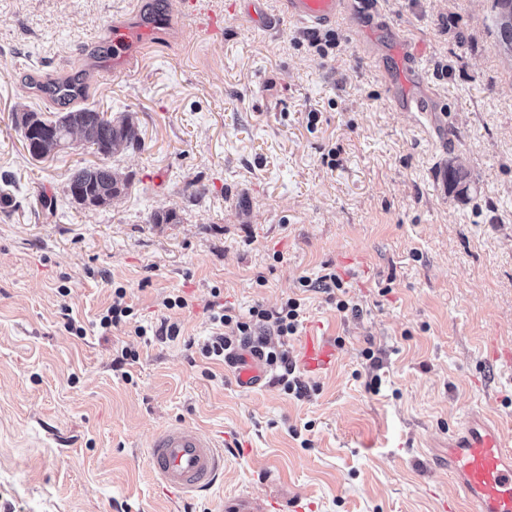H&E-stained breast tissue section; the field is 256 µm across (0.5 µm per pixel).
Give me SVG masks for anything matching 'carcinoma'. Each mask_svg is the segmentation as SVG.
Here are the masks:
<instances>
[{"label":"carcinoma","mask_w":512,"mask_h":512,"mask_svg":"<svg viewBox=\"0 0 512 512\" xmlns=\"http://www.w3.org/2000/svg\"><path fill=\"white\" fill-rule=\"evenodd\" d=\"M503 8L507 9L508 21L499 23L501 40L512 46V0H498ZM66 89L68 95L65 100L70 101L84 94V86L80 80L72 77L58 78L50 84V90ZM36 120L44 128L55 134V138L46 142L44 151L48 154L64 144L74 129H81V138L96 147L97 153L103 155L105 151L115 153L124 147L139 145L133 124L129 118L115 123L112 119L100 120L94 108H79L63 113L54 120L45 119L35 112H24L15 116V124L23 127L28 122ZM128 188V181L121 178L112 168L107 166H85L76 170L68 183L70 193L80 192L90 198L87 205L100 207L110 204L109 197H117Z\"/></svg>","instance_id":"obj_1"}]
</instances>
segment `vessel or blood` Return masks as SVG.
<instances>
[{
    "label": "vessel or blood",
    "instance_id": "1",
    "mask_svg": "<svg viewBox=\"0 0 512 512\" xmlns=\"http://www.w3.org/2000/svg\"><path fill=\"white\" fill-rule=\"evenodd\" d=\"M284 20L316 30L346 22L350 31L366 30L381 20L379 0H283ZM255 24H269L266 0H232ZM188 12L199 15L210 34L224 31L223 10H202L198 0H187ZM157 24L118 27L112 31V54L127 69L141 64L135 46L149 34L158 33ZM240 387L259 386L268 374L263 359L249 352L230 355ZM336 362V350L327 338L305 335L299 364L308 372H321ZM148 464L158 485L173 498H187L210 492L224 476V450L211 433L184 423H173L153 435L148 443ZM448 473L471 512H512V444L498 427L471 416L461 435L448 439Z\"/></svg>",
    "mask_w": 512,
    "mask_h": 512
}]
</instances>
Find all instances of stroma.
Wrapping results in <instances>:
<instances>
[{"label":"stroma","mask_w":512,"mask_h":512,"mask_svg":"<svg viewBox=\"0 0 512 512\" xmlns=\"http://www.w3.org/2000/svg\"><path fill=\"white\" fill-rule=\"evenodd\" d=\"M380 7L386 27L362 39L329 26L321 55L292 21L267 30L228 11L213 37L180 0H0V512H227L242 495L278 512H448L449 433L483 411L512 442V364L492 355L512 348L502 7ZM160 11L165 37L113 73V28ZM403 39L423 47L413 88L433 116L392 106ZM65 76L87 79L76 106L131 117L139 146L105 157L76 139L32 158L14 117L63 112L49 85ZM93 163L129 181L104 207L67 190ZM325 264L362 315L301 292ZM119 286L134 320L100 335ZM215 287L243 313L304 294L302 333L336 341L335 367L298 372L301 399L273 373L239 388L199 352ZM173 294L187 307L165 308ZM65 306L85 337L66 330ZM163 319L176 340L135 336ZM125 348L138 358L116 369ZM175 422L220 440L224 479L173 504L145 444Z\"/></svg>","instance_id":"35a3bbf8"}]
</instances>
